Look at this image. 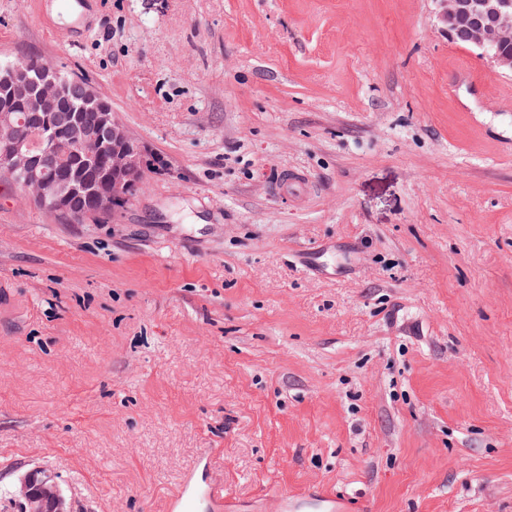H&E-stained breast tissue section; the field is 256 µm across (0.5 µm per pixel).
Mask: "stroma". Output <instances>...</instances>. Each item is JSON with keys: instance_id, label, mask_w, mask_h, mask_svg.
<instances>
[{"instance_id": "35a3bbf8", "label": "stroma", "mask_w": 512, "mask_h": 512, "mask_svg": "<svg viewBox=\"0 0 512 512\" xmlns=\"http://www.w3.org/2000/svg\"><path fill=\"white\" fill-rule=\"evenodd\" d=\"M435 0H0L147 182L65 219L0 175V512L242 500L512 512V75ZM314 190H273L283 169ZM314 190L310 179L300 171L285 170L277 187V193L290 204H299ZM167 512H238L241 504L224 491V481L212 469L211 450L205 449L180 486L166 502ZM41 474V483L51 480L49 487L42 493L31 489L30 475L26 474L17 487V494L20 498L28 501L29 507L24 509L26 512H64L66 510L65 498L61 489L51 474L36 470ZM348 501L326 492L283 495L278 498L279 512H346Z\"/></svg>"}]
</instances>
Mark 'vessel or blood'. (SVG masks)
<instances>
[{
    "label": "vessel or blood",
    "mask_w": 512,
    "mask_h": 512,
    "mask_svg": "<svg viewBox=\"0 0 512 512\" xmlns=\"http://www.w3.org/2000/svg\"><path fill=\"white\" fill-rule=\"evenodd\" d=\"M314 190L310 179L300 171H284L277 193L288 203L304 200ZM241 504L224 490V482L212 469L210 451H203L193 469L166 502V512H241ZM346 499L326 492L283 495L279 512H347Z\"/></svg>",
    "instance_id": "b4317fda"
}]
</instances>
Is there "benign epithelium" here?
Segmentation results:
<instances>
[{
    "label": "benign epithelium",
    "mask_w": 512,
    "mask_h": 512,
    "mask_svg": "<svg viewBox=\"0 0 512 512\" xmlns=\"http://www.w3.org/2000/svg\"><path fill=\"white\" fill-rule=\"evenodd\" d=\"M437 20L454 43L463 42L512 73V0H436ZM78 97L80 112H59ZM0 98L21 101L24 112H0V169L22 181L34 202L51 213L73 219L106 215L141 186L147 171L143 149L114 117L110 105L87 82L63 78L45 66L9 64L0 69ZM67 133L68 147L55 146V134ZM107 158V167L96 162ZM45 491L31 489L25 475L17 494L29 503L26 512H66L54 477L41 472Z\"/></svg>",
    "instance_id": "7a95c632"
}]
</instances>
